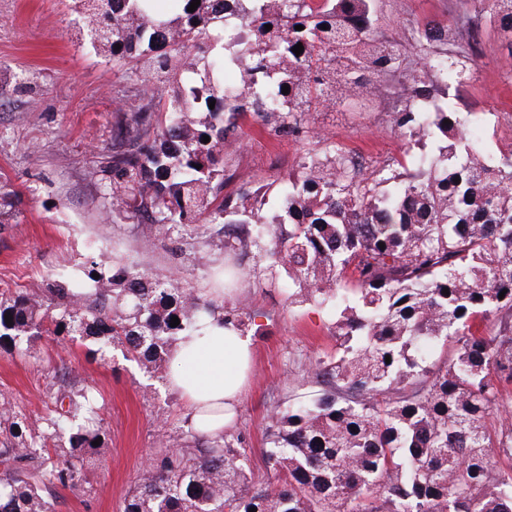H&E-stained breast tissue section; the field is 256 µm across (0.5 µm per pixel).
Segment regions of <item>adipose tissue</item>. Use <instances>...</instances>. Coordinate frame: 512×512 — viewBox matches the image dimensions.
<instances>
[{
	"label": "adipose tissue",
	"mask_w": 512,
	"mask_h": 512,
	"mask_svg": "<svg viewBox=\"0 0 512 512\" xmlns=\"http://www.w3.org/2000/svg\"><path fill=\"white\" fill-rule=\"evenodd\" d=\"M252 354L248 335L224 329L210 317L197 331L179 338L171 353L175 370L169 385L185 401L197 431L222 437L224 422L246 384Z\"/></svg>",
	"instance_id": "ef3b65f1"
}]
</instances>
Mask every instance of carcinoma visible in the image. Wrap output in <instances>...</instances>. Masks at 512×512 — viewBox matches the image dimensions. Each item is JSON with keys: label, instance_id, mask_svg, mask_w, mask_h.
Listing matches in <instances>:
<instances>
[{"label": "carcinoma", "instance_id": "carcinoma-1", "mask_svg": "<svg viewBox=\"0 0 512 512\" xmlns=\"http://www.w3.org/2000/svg\"><path fill=\"white\" fill-rule=\"evenodd\" d=\"M70 2L79 33L143 88L91 171L112 223L155 230L179 261L196 238L224 255L225 289L262 267L288 280L291 302L336 317V357L309 371L314 397L269 411L271 480L254 479L247 449L191 428L186 445L150 456L122 512H512V469L490 458L512 460V418L501 414L512 385V154L488 155L448 97L469 80L482 22L512 44V0L398 38L378 30L376 0H200L193 12L179 0L170 16L154 0ZM228 68L242 84L224 82ZM395 74L394 125L421 161L366 166L332 144L303 157L267 212L265 187L229 188L248 130L306 137L312 103L374 97ZM16 203L1 183L0 224ZM84 275L86 290L51 274L0 292V352L42 334L90 339L156 373L203 317L244 333L256 316L247 301L228 306L119 257L97 256ZM479 318L495 330L476 334ZM437 340L452 345L439 364L428 359ZM99 411L67 382L47 434L65 441L51 456L22 415L0 410V512H56L57 489L77 487L107 451Z\"/></svg>", "mask_w": 512, "mask_h": 512}]
</instances>
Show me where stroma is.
Instances as JSON below:
<instances>
[{
  "instance_id": "obj_1",
  "label": "stroma",
  "mask_w": 512,
  "mask_h": 512,
  "mask_svg": "<svg viewBox=\"0 0 512 512\" xmlns=\"http://www.w3.org/2000/svg\"><path fill=\"white\" fill-rule=\"evenodd\" d=\"M455 0H377L378 27L388 35L422 19L443 18ZM75 14L64 0H0V75L32 78L30 88L0 99V182L18 191L17 223L0 226V289L32 287L54 272L79 280L100 241L141 267L171 268L161 240L145 225L102 222V200L89 172L99 152H111L112 129L135 105V86L112 71V61L76 37ZM473 77L460 105L471 110L486 150L512 153V46L490 27L480 32ZM385 95L352 99L308 116L314 135L246 140L235 160L236 182L267 185L296 169L309 150L343 147L366 164L404 156L405 141L393 127L400 105L397 82ZM257 311L250 336L255 358L227 438L240 439L254 477H269L262 462L266 415L276 403L306 392L311 364L336 354L333 314L312 303L288 301L284 283L269 272L243 281ZM88 385L102 407L109 452L89 466L78 490L57 491V512H120L147 457L187 440V407L167 383L126 360L120 346L89 355L85 342L58 343L42 335L19 354H0V406L24 415L32 434L46 428L48 392L62 373Z\"/></svg>"
}]
</instances>
